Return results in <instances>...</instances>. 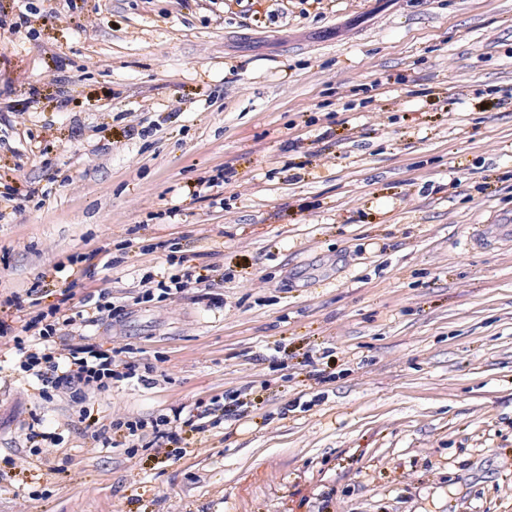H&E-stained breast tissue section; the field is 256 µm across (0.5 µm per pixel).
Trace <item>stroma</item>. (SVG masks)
Instances as JSON below:
<instances>
[{
	"mask_svg": "<svg viewBox=\"0 0 512 512\" xmlns=\"http://www.w3.org/2000/svg\"><path fill=\"white\" fill-rule=\"evenodd\" d=\"M21 14L0 324L42 275V307L104 296L64 343L147 381L45 399L1 337L0 512H512V244L472 243L512 222V0H0ZM170 244L206 285L141 302ZM214 401L177 445L98 438ZM114 427L116 429L114 433L125 427V433L122 436L123 441H118L111 435L107 436L108 432L104 430L99 434V438L103 439L102 443L104 446L107 448H118L119 446L128 445L127 448H138V443L145 437L143 431L147 427V423L145 424L140 420H127L126 422L116 423Z\"/></svg>",
	"mask_w": 512,
	"mask_h": 512,
	"instance_id": "obj_1",
	"label": "stroma"
}]
</instances>
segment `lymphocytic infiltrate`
I'll list each match as a JSON object with an SVG mask.
<instances>
[{
  "label": "lymphocytic infiltrate",
  "mask_w": 512,
  "mask_h": 512,
  "mask_svg": "<svg viewBox=\"0 0 512 512\" xmlns=\"http://www.w3.org/2000/svg\"><path fill=\"white\" fill-rule=\"evenodd\" d=\"M26 302L33 310L32 316L25 321L22 332L37 331L43 347L38 351L27 352L20 363L22 372L28 373L39 382L41 397H50L60 384H69L71 397L76 402H84L89 392L108 390L113 382L124 381L130 384L143 383L135 362L121 358L119 351H104L91 345L64 349L57 347L56 337L63 327L72 325L75 320L90 321L105 309L100 299L87 297L85 307L76 313H65L58 308H42L37 288H30ZM191 417L160 415L151 424L139 420H129L124 424L122 439L104 437L102 443L109 448L125 444L137 447L143 440L144 429H151L154 444L175 443L180 439L184 427L194 426Z\"/></svg>",
  "instance_id": "f902f5d3"
}]
</instances>
